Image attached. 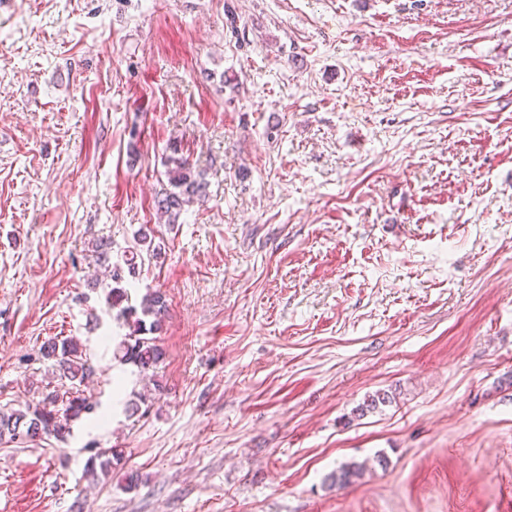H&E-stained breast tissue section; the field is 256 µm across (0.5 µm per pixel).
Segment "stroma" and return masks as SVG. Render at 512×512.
I'll use <instances>...</instances> for the list:
<instances>
[{
    "instance_id": "stroma-1",
    "label": "stroma",
    "mask_w": 512,
    "mask_h": 512,
    "mask_svg": "<svg viewBox=\"0 0 512 512\" xmlns=\"http://www.w3.org/2000/svg\"><path fill=\"white\" fill-rule=\"evenodd\" d=\"M99 238L167 295L156 375ZM53 336L99 408L0 444V512H512V0H0V410ZM177 155L174 149L165 160L172 190L157 200V209L169 217L168 224L178 221L186 205L204 196L207 185L203 172H196L187 158ZM123 453V449L109 448L107 451L97 454L96 457H91L86 463V477L97 480L99 473L105 478L111 476L112 471L121 465V461L124 458Z\"/></svg>"
}]
</instances>
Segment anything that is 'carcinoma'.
<instances>
[{
	"label": "carcinoma",
	"instance_id": "1",
	"mask_svg": "<svg viewBox=\"0 0 512 512\" xmlns=\"http://www.w3.org/2000/svg\"><path fill=\"white\" fill-rule=\"evenodd\" d=\"M167 176L172 190L157 200V209L169 217L168 223L178 221L184 207L205 195L203 172L196 171L189 160L179 155L178 149L165 160ZM97 262L106 266L112 282L109 298L116 318L127 327L113 351L114 358L137 368L138 373L155 372L165 357L155 333L162 330L168 316L166 295L159 289L144 294L140 301L132 300L123 286L125 276L133 277L138 269L135 257L123 255L112 261V242L101 239L95 243ZM44 359L52 362L60 378L68 381L66 398L57 392L46 394L42 403L26 406L23 410L0 413V438L31 440L54 438L66 440L71 423L94 412L95 404L84 394V386L95 373L94 366L80 345L70 337L54 336L41 346ZM123 460V449L110 448L88 460L85 475L97 479L109 477ZM363 467L350 464L336 471V483L345 486L360 479Z\"/></svg>",
	"mask_w": 512,
	"mask_h": 512
}]
</instances>
